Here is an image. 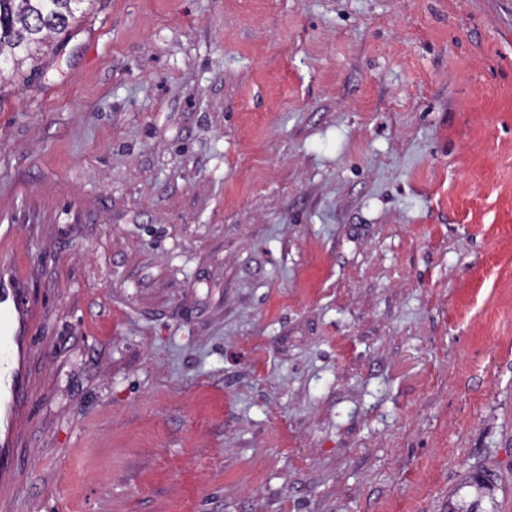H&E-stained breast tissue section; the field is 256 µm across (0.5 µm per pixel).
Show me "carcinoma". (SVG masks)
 I'll use <instances>...</instances> for the list:
<instances>
[{
  "label": "carcinoma",
  "instance_id": "cac0c4a2",
  "mask_svg": "<svg viewBox=\"0 0 512 512\" xmlns=\"http://www.w3.org/2000/svg\"><path fill=\"white\" fill-rule=\"evenodd\" d=\"M92 0H0V63L19 69Z\"/></svg>",
  "mask_w": 512,
  "mask_h": 512
}]
</instances>
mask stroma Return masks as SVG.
I'll return each instance as SVG.
<instances>
[{
	"label": "stroma",
	"instance_id": "obj_1",
	"mask_svg": "<svg viewBox=\"0 0 512 512\" xmlns=\"http://www.w3.org/2000/svg\"><path fill=\"white\" fill-rule=\"evenodd\" d=\"M3 242L11 512H512V0H95L0 81ZM24 278L2 253L0 269V502L17 488L10 462L21 444L20 420L30 381L31 329L36 318L22 288Z\"/></svg>",
	"mask_w": 512,
	"mask_h": 512
}]
</instances>
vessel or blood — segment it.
I'll return each instance as SVG.
<instances>
[{"label":"vessel or blood","mask_w":512,"mask_h":512,"mask_svg":"<svg viewBox=\"0 0 512 512\" xmlns=\"http://www.w3.org/2000/svg\"><path fill=\"white\" fill-rule=\"evenodd\" d=\"M9 258L0 259V502L13 496L10 462L21 444L20 420L30 381L31 329L36 318Z\"/></svg>","instance_id":"obj_1"}]
</instances>
